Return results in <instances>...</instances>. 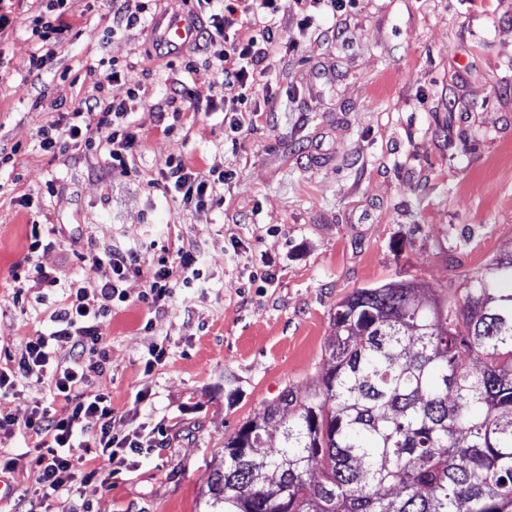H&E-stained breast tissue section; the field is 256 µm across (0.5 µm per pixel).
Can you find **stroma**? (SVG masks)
Listing matches in <instances>:
<instances>
[{"instance_id":"1","label":"stroma","mask_w":512,"mask_h":512,"mask_svg":"<svg viewBox=\"0 0 512 512\" xmlns=\"http://www.w3.org/2000/svg\"><path fill=\"white\" fill-rule=\"evenodd\" d=\"M41 0H13L0 30V364L48 332L70 284L85 285L89 247L122 242L151 260V242L200 247L204 285L176 289L165 313L129 278L106 322L109 363L85 396L109 395L115 428L157 429L137 466L98 459L76 495L22 498L35 476L21 437L0 440L16 460V489L0 512H205L224 441L285 388L317 390L330 316L354 289L413 281L440 296L512 251V0H355L344 19L322 8L294 51L278 55L251 130L230 139L222 111L166 133L155 114L170 84L208 51L153 50L149 27L112 36L111 0H72L75 35L44 84L27 75L28 28ZM132 70L136 171H111L102 153L48 154L39 127L61 103L93 95L99 60ZM200 171L230 170L223 203L201 210L149 193L167 157ZM54 228L39 250L57 289L13 278L30 224ZM25 302L15 305V292ZM166 354L153 369L152 344Z\"/></svg>"}]
</instances>
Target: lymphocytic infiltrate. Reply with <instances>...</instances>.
<instances>
[{
    "instance_id": "lymphocytic-infiltrate-1",
    "label": "lymphocytic infiltrate",
    "mask_w": 512,
    "mask_h": 512,
    "mask_svg": "<svg viewBox=\"0 0 512 512\" xmlns=\"http://www.w3.org/2000/svg\"><path fill=\"white\" fill-rule=\"evenodd\" d=\"M195 8L199 37L214 49L206 75L214 93L207 98L205 109L230 113V133L236 136L244 130L243 115L253 111L257 92L269 85L274 56L294 49L297 40L278 31L277 0H245L243 7L228 4L221 9L215 0H195ZM69 9L70 0H44L42 10L28 21L39 43L29 59L28 74L34 82H42L57 49L71 38L64 20ZM240 11L246 14V22L238 21ZM93 74L97 95L68 106L58 119L41 126L38 144L52 154L97 146L111 170L131 173L140 129L131 118L129 102L137 98L140 83L131 71L115 63L98 64ZM118 81L129 86L127 100H114L106 92L108 85ZM232 177L229 171L201 172L182 158L169 157L149 185L183 206L203 208L221 204L217 188ZM81 260L93 288L70 289L50 315L52 330L27 341L18 359L0 366V399L13 393L21 377L49 383V402L36 405L24 420L0 414V433L19 432L29 440L37 463L30 492L43 501L74 494L80 468L88 461L102 458L129 467L156 448V437L143 428L115 431L108 397H88L84 389L109 362L104 321L113 301L124 299L123 285L129 276L145 277L149 288L143 299L155 307L165 306L176 287L197 286L202 278L198 251L193 247L163 248L156 260L145 264L136 250L109 242L89 248ZM63 351L68 354L64 360L59 357ZM90 418L98 428L88 436L84 422Z\"/></svg>"
}]
</instances>
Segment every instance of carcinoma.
I'll return each instance as SVG.
<instances>
[{
    "label": "carcinoma",
    "mask_w": 512,
    "mask_h": 512,
    "mask_svg": "<svg viewBox=\"0 0 512 512\" xmlns=\"http://www.w3.org/2000/svg\"><path fill=\"white\" fill-rule=\"evenodd\" d=\"M326 372L224 442L209 512H512V258L336 305Z\"/></svg>",
    "instance_id": "cac0c4a2"
}]
</instances>
